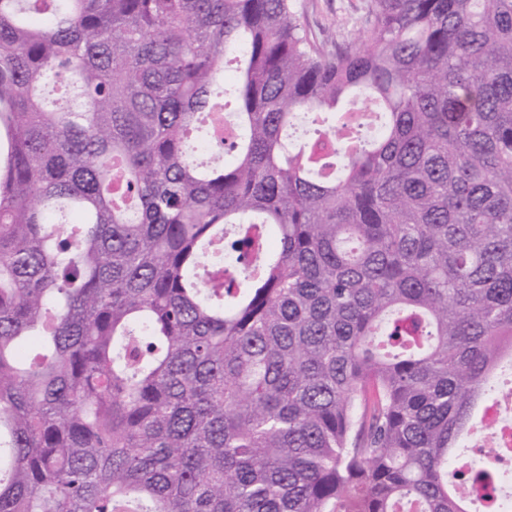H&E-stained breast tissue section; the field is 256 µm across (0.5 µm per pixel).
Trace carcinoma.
I'll list each match as a JSON object with an SVG mask.
<instances>
[{"label": "carcinoma", "mask_w": 512, "mask_h": 512, "mask_svg": "<svg viewBox=\"0 0 512 512\" xmlns=\"http://www.w3.org/2000/svg\"><path fill=\"white\" fill-rule=\"evenodd\" d=\"M305 10L0 0V512H473L512 0ZM308 9L306 23L311 32L319 39H326L339 25L348 36L362 31L360 24L361 0H305Z\"/></svg>", "instance_id": "1"}]
</instances>
